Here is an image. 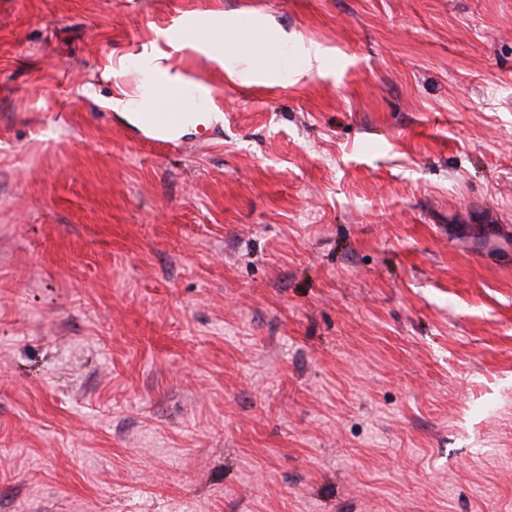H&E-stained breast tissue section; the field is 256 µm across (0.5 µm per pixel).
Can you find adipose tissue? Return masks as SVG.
<instances>
[{
  "instance_id": "ef3b65f1",
  "label": "adipose tissue",
  "mask_w": 512,
  "mask_h": 512,
  "mask_svg": "<svg viewBox=\"0 0 512 512\" xmlns=\"http://www.w3.org/2000/svg\"><path fill=\"white\" fill-rule=\"evenodd\" d=\"M168 59V54L157 48L143 52L137 57L136 63L138 68L148 76L149 85L144 86L133 97L124 95L107 98V108L122 113L134 125L138 124L140 113L166 109L168 101L164 95L165 90L184 82L183 75L173 71Z\"/></svg>"
}]
</instances>
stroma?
<instances>
[{
  "instance_id": "obj_1",
  "label": "stroma",
  "mask_w": 512,
  "mask_h": 512,
  "mask_svg": "<svg viewBox=\"0 0 512 512\" xmlns=\"http://www.w3.org/2000/svg\"><path fill=\"white\" fill-rule=\"evenodd\" d=\"M0 512H512V0H0ZM192 50L206 55L221 65L224 64V18L223 16H214L211 19L208 35L206 38L196 43H186ZM220 46L222 51L218 53L216 47ZM169 55L158 48L145 50L136 57L138 68L150 79V84L144 86L134 97L114 96L105 99L106 107L110 111L120 112L133 125L142 127L139 122V113L147 112L143 122L147 128L172 129L181 124L186 107L177 112V106L186 104L189 100L199 99L201 93L190 87L180 86L185 82L183 75L173 72L167 63ZM172 88V89H169ZM169 89V112H159L168 106L163 90Z\"/></svg>"
}]
</instances>
